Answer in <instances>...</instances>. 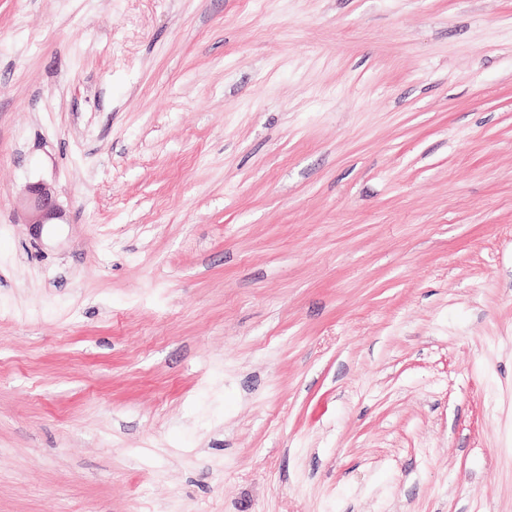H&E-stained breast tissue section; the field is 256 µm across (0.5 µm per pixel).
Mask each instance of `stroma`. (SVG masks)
Instances as JSON below:
<instances>
[{
	"mask_svg": "<svg viewBox=\"0 0 512 512\" xmlns=\"http://www.w3.org/2000/svg\"><path fill=\"white\" fill-rule=\"evenodd\" d=\"M0 512H512V0H0ZM26 224L40 228L44 224H54L59 218L60 208L54 190L44 183L27 185L18 200Z\"/></svg>",
	"mask_w": 512,
	"mask_h": 512,
	"instance_id": "1",
	"label": "stroma"
}]
</instances>
